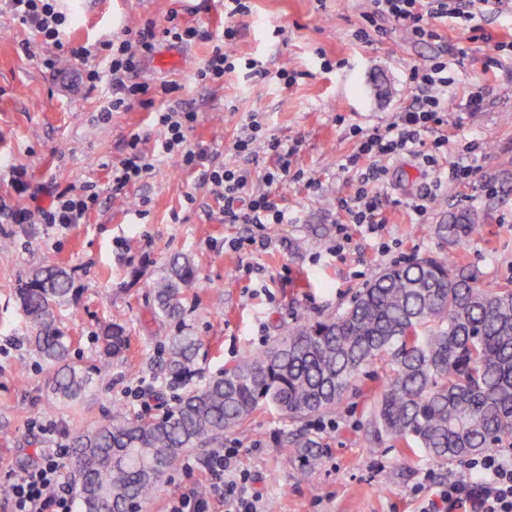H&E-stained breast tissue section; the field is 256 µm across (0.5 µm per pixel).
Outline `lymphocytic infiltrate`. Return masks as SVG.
I'll list each match as a JSON object with an SVG mask.
<instances>
[{
	"label": "lymphocytic infiltrate",
	"instance_id": "f902f5d3",
	"mask_svg": "<svg viewBox=\"0 0 512 512\" xmlns=\"http://www.w3.org/2000/svg\"><path fill=\"white\" fill-rule=\"evenodd\" d=\"M8 2L19 22L34 28L51 46V55L42 61L46 69H55L58 60L64 57L88 61L85 81L105 90L100 106L102 114L126 110L135 103L155 108L157 122L164 129L160 154L175 158L184 168H202L204 180L212 185L224 204L225 223L259 227L285 223L286 216L273 187L290 179L296 147L263 136L261 122L253 118L242 127L233 143L235 153L244 160L243 165H213L207 148L189 143L186 138L197 115L186 110L177 95L178 85L126 80L127 75L138 71L142 59L152 56L163 42L174 46L195 41L211 43L209 57L195 72L197 80L202 82L223 80L226 73L235 71L240 64L247 70H255V62L239 61L232 51L237 36L236 20L249 13V0H224V26L216 31L184 22L174 10L164 23H147L133 38L117 43L108 41L92 48H74L64 40L66 17L58 11L56 0ZM483 15V0H371L366 21L373 28L388 21L405 28L413 39L428 41L438 37V20L452 18L468 25ZM464 56L463 49L452 47L447 58L433 62L428 68H411L408 79L416 92L413 104L399 112L392 122L363 134L355 150L347 156L344 167L355 173L358 187L352 196L338 201L347 219L336 226L337 251H344L352 241L349 225H358L370 234L382 231L380 199L372 188L386 178L384 159L412 155L431 171H438L437 152L446 141L438 137L428 143L424 136L444 124L449 102L443 90L455 83L454 69L462 65ZM260 147L274 163L263 175L266 191L252 193L248 190L253 181L249 163ZM129 148L127 158L112 170V193L116 196L125 193L153 167L151 158L139 150L137 141H130ZM482 150L478 143L468 146L469 163H449L444 179L426 183L412 204L413 212L420 217L426 214L427 203L442 181L463 182L475 178L480 171ZM95 200V193L77 194L67 187L55 191L47 205L15 208L9 221L63 228L82 224ZM69 453V446L63 443L41 449L30 468L19 476L7 478L11 512H77L73 488L63 473V462ZM238 454V449L221 448L203 463L185 460V470L203 466L205 477L212 485V495L180 496L172 502L169 512H210L215 499L229 506L232 512H258V500L251 491L252 480L236 468ZM428 512H512V457L490 450L471 458L465 474L449 479L447 486L439 490L436 501L429 503Z\"/></svg>",
	"mask_w": 512,
	"mask_h": 512
}]
</instances>
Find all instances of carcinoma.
<instances>
[{"mask_svg": "<svg viewBox=\"0 0 512 512\" xmlns=\"http://www.w3.org/2000/svg\"><path fill=\"white\" fill-rule=\"evenodd\" d=\"M480 231L467 211L435 228L451 246ZM195 280L188 256L170 257L154 282V317L181 320L185 288ZM72 295L71 276L58 266L36 270L18 288L32 349L56 367V399L71 404L93 383L89 369L70 363L71 338L56 314ZM101 332L100 370L128 342L118 320L106 321ZM203 347L200 337L179 327L167 345L169 372H189ZM375 361L390 373L377 395L371 433L401 444L402 462L415 448L452 463L512 440V281L484 285L475 269L452 256L394 264L374 274L346 310L288 328L274 346L243 358L162 414L111 412L105 424L72 440L71 479L82 487L81 512H138L186 450L218 442L258 403L290 418L333 409ZM293 447L308 462L322 452L309 437Z\"/></svg>", "mask_w": 512, "mask_h": 512, "instance_id": "1", "label": "carcinoma"}]
</instances>
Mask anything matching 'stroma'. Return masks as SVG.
<instances>
[{"label": "stroma", "instance_id": "stroma-1", "mask_svg": "<svg viewBox=\"0 0 512 512\" xmlns=\"http://www.w3.org/2000/svg\"><path fill=\"white\" fill-rule=\"evenodd\" d=\"M237 19V56L262 62L268 77L236 69L223 81L205 83L196 69L210 44L182 48L160 44L145 58L137 78L176 82L179 96L197 114L190 142L208 148L214 165L240 162L231 146L242 124L257 115L265 135L297 145L293 169L299 179L275 191L288 215L284 224L262 229L224 221L223 203L202 180L163 158L119 204L112 195V168L138 139L153 152L164 131L155 114L140 105L102 119L99 91L81 81L84 65L61 59L56 70L41 61L49 54L35 29L14 19L0 0V214L47 202L53 189L88 185L97 194L86 223L61 228L9 224L0 218V476L20 473L36 451L70 442L76 432L105 422L117 407L136 414L128 392L140 380L160 384V402L202 386L242 357L269 347L282 327L321 313L337 312L379 270L425 255L453 256L478 271L481 281L512 280V14H489L484 29L509 49L471 40L456 20L438 22L439 43L414 41L405 29L359 39L369 0H250ZM68 19L72 46L120 41L170 10L182 21L208 28L224 22V0H58ZM465 49L459 81L448 98L460 102L470 84L484 82L481 112L451 111L441 133L446 160L455 161L465 142L485 144L479 181L443 182L424 218L410 208L429 177L416 157L387 160L380 187L385 227L367 235L351 227L352 243L332 251L336 224L345 215L338 199L356 182L343 164L360 132L393 121L414 91L411 67L430 63L448 46ZM497 57L495 72L487 61ZM300 71L291 87L272 81L279 68ZM475 213L483 231L462 244L442 246L434 227L459 211ZM266 246H259V239ZM191 256L197 282L186 291L183 322L204 341L194 370L173 380L165 368L164 345L174 324L152 316L153 284L167 259ZM57 265L72 277L74 297L59 308L61 327L72 336V362L94 368V383L79 402L63 405L53 394V371L31 349L17 290L36 268ZM124 322L129 345L97 371L101 324ZM388 369L371 365L336 409L303 421L261 403L224 445L238 449L237 467L254 479L262 512H421L460 463L433 462L416 452L401 464L399 447L369 432L375 402ZM56 421L59 437L43 434V419ZM307 434L322 453L306 466L291 439ZM201 476L182 468L167 475L143 512H167L189 490L205 488Z\"/></svg>", "mask_w": 512, "mask_h": 512}]
</instances>
